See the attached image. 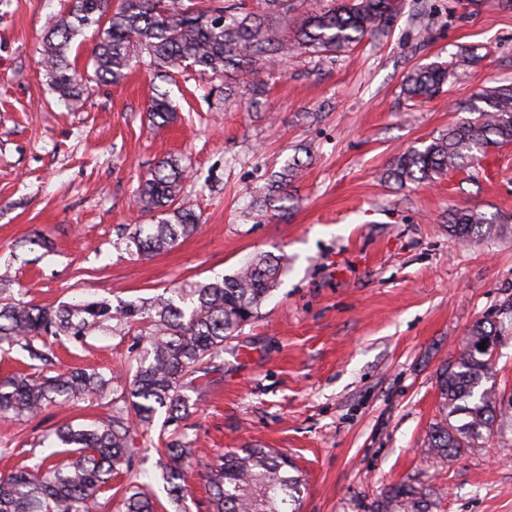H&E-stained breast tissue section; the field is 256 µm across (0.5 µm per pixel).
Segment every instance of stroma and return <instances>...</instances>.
<instances>
[{
  "mask_svg": "<svg viewBox=\"0 0 512 512\" xmlns=\"http://www.w3.org/2000/svg\"><path fill=\"white\" fill-rule=\"evenodd\" d=\"M68 5L0 0V270L14 277L11 295L117 306L231 274L258 252L286 255L278 288L225 343L180 426L195 456L288 454L304 479L300 512H378L401 484L425 512H512V234L460 240L447 223L450 210L470 207L512 224V144L486 153L491 182L477 166L404 187L383 178L398 152L468 117L479 89L512 84V0H400L384 32L352 52L260 70L259 95L243 85L228 98L222 81L179 70L161 82L137 65L76 111L39 65ZM437 63L447 83L411 105L405 76ZM158 90L179 115L161 128L147 112ZM295 155L304 168L294 208L258 210L256 191ZM170 157L188 168L183 195L202 224L171 249L132 257L127 233L151 221L134 192ZM485 319L503 326L493 427L460 456L428 454L442 417L439 371ZM46 343L50 371L116 376L145 347L136 326ZM111 412L81 400L0 419V474L41 455L62 423ZM161 430L154 422L136 440L138 482L158 512H209L201 477L184 499L169 495Z\"/></svg>",
  "mask_w": 512,
  "mask_h": 512,
  "instance_id": "35a3bbf8",
  "label": "stroma"
}]
</instances>
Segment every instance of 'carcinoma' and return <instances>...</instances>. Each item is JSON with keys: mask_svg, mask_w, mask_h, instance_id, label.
<instances>
[{"mask_svg": "<svg viewBox=\"0 0 512 512\" xmlns=\"http://www.w3.org/2000/svg\"><path fill=\"white\" fill-rule=\"evenodd\" d=\"M305 0H210L205 8L184 0H70L68 10L43 40L41 69L58 100L81 107L93 85L123 81L132 63L153 73L191 68L202 77L221 78L227 89L245 83L265 66L307 54L322 64L345 53L365 37L382 31L399 10V0H322L307 10ZM92 31V73L71 63L74 40ZM448 70L433 64L414 71L403 89L407 99H427L440 92ZM484 106L443 130L424 148L395 156L385 177L399 185L433 182L471 167L492 147L512 143V87L483 90ZM150 120L164 125L177 119L167 91L148 106ZM304 164L294 158L272 175L264 201L285 212L294 199L292 184ZM187 168L174 158L161 161L139 191L136 204L156 213V222L129 233L127 248L151 256L190 235L200 215L181 198ZM450 231L459 239L471 235L500 237L512 232L503 222L477 208L448 213ZM285 259L260 253L230 275L198 283L189 292L172 291L148 303L112 307L106 300L63 303L55 309L10 296L0 299V343L20 347L32 361L46 363L36 339L67 336L80 341L110 328L112 321L132 326L148 322V348L121 390L100 372L79 370L48 375L31 372L0 380V418L32 417L50 405L99 400L112 393V415L102 421L58 427L49 443L53 452L33 465L0 475V512H97L101 494L112 489V476L129 477L121 512H156V505L136 480L138 430L151 428L157 414L163 426L180 427L195 407L186 394L200 396L211 365L224 352V341L259 316L261 304L277 288ZM498 335L496 323L478 321L458 356L439 377L444 417L431 427L427 452L450 457L469 448L491 430L497 416L496 393L485 386L493 376V351L479 345ZM457 418L452 423L451 418ZM163 478L182 498L193 474L206 478L210 512H299L301 478L288 456L271 448H241L220 460L199 465L180 440L164 448ZM418 512L416 502L400 489L389 491L380 512Z\"/></svg>", "mask_w": 512, "mask_h": 512, "instance_id": "carcinoma-1", "label": "carcinoma"}]
</instances>
